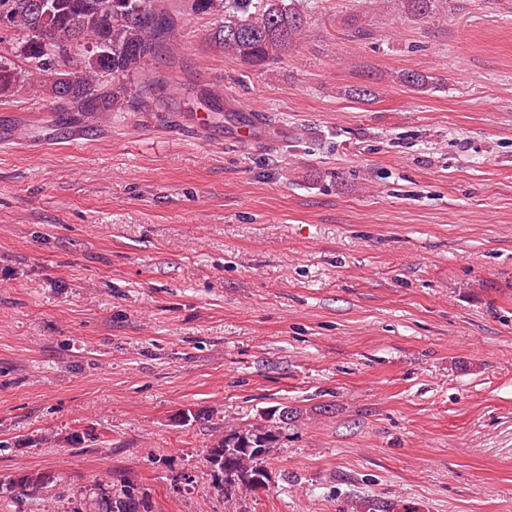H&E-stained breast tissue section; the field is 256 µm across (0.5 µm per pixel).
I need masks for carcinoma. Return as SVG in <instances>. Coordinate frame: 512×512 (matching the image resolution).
I'll use <instances>...</instances> for the list:
<instances>
[{
    "instance_id": "1",
    "label": "carcinoma",
    "mask_w": 512,
    "mask_h": 512,
    "mask_svg": "<svg viewBox=\"0 0 512 512\" xmlns=\"http://www.w3.org/2000/svg\"><path fill=\"white\" fill-rule=\"evenodd\" d=\"M112 2V8L105 4ZM415 19L432 17L438 0H385ZM34 0H0L17 37L15 57L0 60V92L38 82L54 109L79 116L97 112H143L164 105L143 81L156 55L172 50L178 15L167 0H56L57 15L46 22ZM196 14L217 18L211 39L224 54L264 68L296 45L308 25V0H192ZM396 80L422 90L429 77L404 71ZM297 410L282 406L267 413L266 425L231 427L207 448L205 462L213 486L229 497L268 483L262 466L281 429ZM60 479L33 472L0 482V494L16 487L34 493ZM86 512H153L149 495L132 478L96 482L85 490Z\"/></svg>"
}]
</instances>
